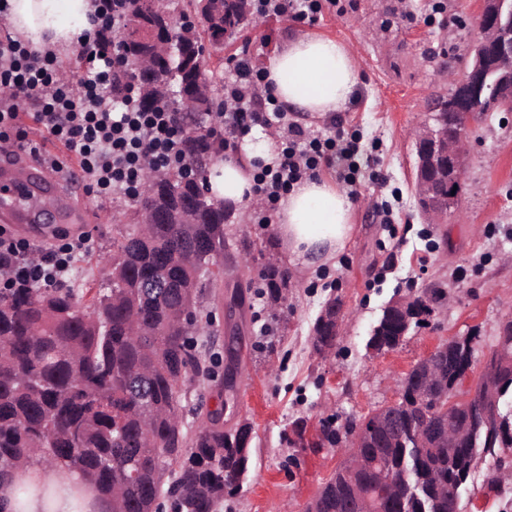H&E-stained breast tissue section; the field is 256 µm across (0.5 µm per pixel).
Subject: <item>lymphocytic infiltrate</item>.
Instances as JSON below:
<instances>
[{
    "label": "lymphocytic infiltrate",
    "mask_w": 512,
    "mask_h": 512,
    "mask_svg": "<svg viewBox=\"0 0 512 512\" xmlns=\"http://www.w3.org/2000/svg\"><path fill=\"white\" fill-rule=\"evenodd\" d=\"M102 61L99 67L80 68L74 83H61L56 79L58 64L52 51H34L21 40L1 38L0 86L9 87L12 95L0 99V139L13 141L18 151L60 167L58 157L29 140L19 120L18 102L35 101L37 121L78 158L90 188L104 197L133 199L144 159L160 168L183 166L182 134L168 106L141 111L136 92H128L122 107H114L105 90L122 64L120 45H113L111 55ZM224 100L229 104L224 113V147L230 151L254 125L270 116L285 117L265 88L262 73L244 55L234 58L224 79ZM360 152L358 138L348 139L340 132L325 138L288 124L277 157L260 166L256 175V189L264 195L268 209L261 223H270L271 212L295 183L317 176L322 169H335L339 179L355 184ZM83 247V238L77 237L46 250L34 261L28 241L15 239L0 228V290L64 281Z\"/></svg>",
    "instance_id": "lymphocytic-infiltrate-1"
}]
</instances>
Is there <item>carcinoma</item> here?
Listing matches in <instances>:
<instances>
[{
    "label": "carcinoma",
    "mask_w": 512,
    "mask_h": 512,
    "mask_svg": "<svg viewBox=\"0 0 512 512\" xmlns=\"http://www.w3.org/2000/svg\"><path fill=\"white\" fill-rule=\"evenodd\" d=\"M175 7L202 13L207 25L192 40L228 37L234 42L260 20L251 13V0H179ZM126 22L119 34L126 55L152 58L157 82L139 91L138 104L149 112L161 102L181 110L180 90L196 80L206 90L192 99L194 136L183 137L188 166L198 180L183 179L178 170L151 175L141 208L169 213L195 205L196 224H129L112 240L106 259L107 283L86 289L60 285L14 288L0 293V481L20 479L34 460L77 475L92 484L99 496L112 501V512H156L158 501L175 499V512H216L224 494L238 488L249 470L252 426L238 423L224 430V384L216 386L219 406L195 408V430L184 422L182 397L199 381L213 382L212 356L199 350L194 332L178 319L184 309L203 313L199 299L224 281L226 224L224 203L200 200V186L214 158L212 122L224 114L219 86L224 77L203 65L186 69L175 53L159 55L145 35L153 23L151 0H126ZM115 103L132 84L119 69L112 78ZM165 277L170 288L146 293L144 280ZM270 303L283 299L285 275L275 265L267 269ZM445 298L439 288L417 297L415 310L401 314L389 302L371 330L367 347L397 348L432 314L428 301ZM335 300H328L313 325V348L336 346L331 328ZM472 354H458L455 373L435 387L425 405L412 398L415 379L405 378L403 401L396 411V431L373 441L367 449L363 480L377 501V512H448V502L467 483L476 461L490 456L499 466L502 448H512V378L497 390L499 429H488L478 414L463 408L458 421L467 424L463 444L454 448H420L427 429L444 422L441 408L455 393L448 387L470 366ZM143 380L149 394L136 392L132 382ZM392 484H381V473ZM352 487L338 470L321 486L307 512H351Z\"/></svg>",
    "instance_id": "1"
}]
</instances>
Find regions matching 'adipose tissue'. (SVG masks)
<instances>
[{
    "label": "adipose tissue",
    "instance_id": "obj_1",
    "mask_svg": "<svg viewBox=\"0 0 512 512\" xmlns=\"http://www.w3.org/2000/svg\"><path fill=\"white\" fill-rule=\"evenodd\" d=\"M95 0H9L0 23L32 49L65 50L84 42L91 31ZM266 81L284 110L313 118L341 111L360 81L350 46L320 34L301 32L288 39L266 61ZM275 134H265L262 153L217 156L207 183L212 196L240 209L259 204L254 191L255 156L272 158ZM352 204L347 192L319 176L295 184L280 202L277 233L295 264L327 263L335 258L352 230ZM5 512H111L96 499L90 484L62 477L57 468L30 464L24 482L0 484Z\"/></svg>",
    "mask_w": 512,
    "mask_h": 512
}]
</instances>
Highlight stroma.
<instances>
[{
    "label": "stroma",
    "instance_id": "stroma-1",
    "mask_svg": "<svg viewBox=\"0 0 512 512\" xmlns=\"http://www.w3.org/2000/svg\"><path fill=\"white\" fill-rule=\"evenodd\" d=\"M474 10V0H342L341 7L324 6L310 24V31L356 50L360 82L335 120L294 112L287 119L325 137L340 121L346 134L360 139L366 161L359 182L347 190L351 235L328 264H292L280 252L274 225L259 223L256 212L230 226L224 286L204 302L214 314L206 331L219 346L225 337L235 340V418L251 423L254 438L249 472L219 512H306L339 461L324 429L344 432L348 419L394 401L398 380L442 340L476 332L477 375L496 349L499 323L512 316V113L468 119L464 191L447 223H428L420 212L413 175L412 131L425 118L427 99L448 92L441 64L470 43ZM300 25L288 16H267L244 32L233 52H248L263 68ZM383 204L393 210L391 223L380 221ZM73 206L91 220L81 231L86 245L69 279L77 285L102 280L103 259L136 203L98 198L82 183ZM272 262L288 277L284 298L274 306L265 278ZM430 287L444 289L447 298L435 304L427 325L396 349H367L389 302ZM239 290L244 304H231ZM334 297L346 316L334 350L321 357L312 326ZM298 420L305 431L296 444ZM501 457L502 467L496 459H478L461 493L462 512H512V448Z\"/></svg>",
    "mask_w": 512,
    "mask_h": 512
}]
</instances>
